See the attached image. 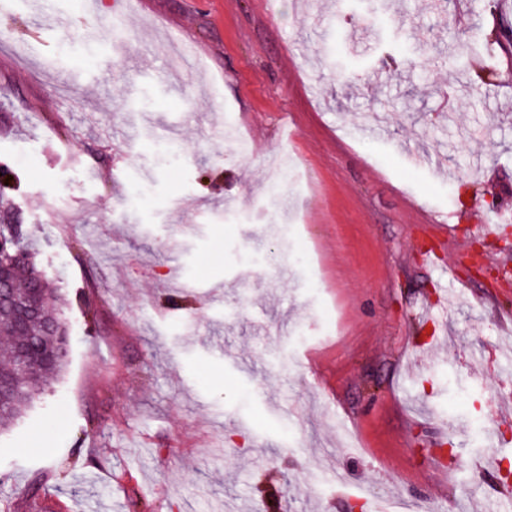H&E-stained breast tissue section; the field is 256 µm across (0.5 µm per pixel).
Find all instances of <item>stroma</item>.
<instances>
[{"instance_id":"obj_1","label":"stroma","mask_w":512,"mask_h":512,"mask_svg":"<svg viewBox=\"0 0 512 512\" xmlns=\"http://www.w3.org/2000/svg\"><path fill=\"white\" fill-rule=\"evenodd\" d=\"M75 2L0 0V169L70 336L0 503L512 512L475 432L512 435V0H94L53 31ZM117 14L106 63L76 33Z\"/></svg>"}]
</instances>
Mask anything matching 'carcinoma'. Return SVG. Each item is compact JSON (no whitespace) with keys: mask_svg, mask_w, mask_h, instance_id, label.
<instances>
[{"mask_svg":"<svg viewBox=\"0 0 512 512\" xmlns=\"http://www.w3.org/2000/svg\"><path fill=\"white\" fill-rule=\"evenodd\" d=\"M0 233L13 239L0 252V267L8 270L15 298L0 307V429H6L60 374L68 344L58 336L67 328L56 308L58 288L35 261L36 243L14 216Z\"/></svg>","mask_w":512,"mask_h":512,"instance_id":"carcinoma-1","label":"carcinoma"}]
</instances>
